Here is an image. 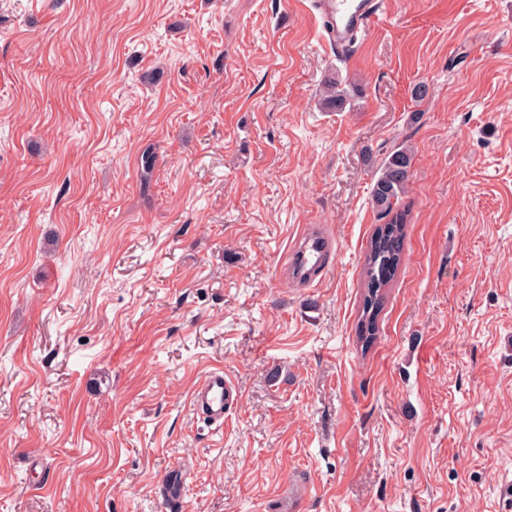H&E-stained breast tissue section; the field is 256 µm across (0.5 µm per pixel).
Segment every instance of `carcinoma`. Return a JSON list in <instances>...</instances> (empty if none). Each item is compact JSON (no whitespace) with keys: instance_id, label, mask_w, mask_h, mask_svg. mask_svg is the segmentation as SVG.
Segmentation results:
<instances>
[{"instance_id":"carcinoma-1","label":"carcinoma","mask_w":512,"mask_h":512,"mask_svg":"<svg viewBox=\"0 0 512 512\" xmlns=\"http://www.w3.org/2000/svg\"><path fill=\"white\" fill-rule=\"evenodd\" d=\"M323 104L340 111L348 101V91L334 77L324 82ZM412 158L408 150L396 149L381 162L371 192L373 206L386 222L377 226L370 242L362 271L364 295L358 318V335L371 340L376 335V319L382 305L389 274L395 272L402 260L408 210L400 207L410 178Z\"/></svg>"}]
</instances>
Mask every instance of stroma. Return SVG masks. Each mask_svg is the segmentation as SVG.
Listing matches in <instances>:
<instances>
[{
    "label": "stroma",
    "mask_w": 512,
    "mask_h": 512,
    "mask_svg": "<svg viewBox=\"0 0 512 512\" xmlns=\"http://www.w3.org/2000/svg\"><path fill=\"white\" fill-rule=\"evenodd\" d=\"M288 2L0 0V512H169L178 469L183 512H512V0H385L347 63ZM324 88L323 104L332 111H341L348 101V91L336 77L326 79ZM412 158L407 149L400 148L389 153L381 162L371 198L373 206L387 219L375 229L362 271L364 295L362 312L358 318V336L365 341L376 335V319L382 305L388 279L402 260L408 207L400 209V200L405 194L410 178ZM386 273H389L388 276ZM328 246L329 239L325 236L308 233L301 240L299 259L293 274L301 279L310 277L312 272L322 266ZM235 386L224 375L223 367L207 372L192 394V410L211 425L222 426L224 417L234 404Z\"/></svg>",
    "instance_id": "obj_1"
}]
</instances>
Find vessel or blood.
Instances as JSON below:
<instances>
[{
	"mask_svg": "<svg viewBox=\"0 0 512 512\" xmlns=\"http://www.w3.org/2000/svg\"><path fill=\"white\" fill-rule=\"evenodd\" d=\"M295 8L318 16L321 37L329 42L340 57L353 55L358 45L371 31L381 13L382 0H293ZM329 240L310 233L301 240L297 277L305 279L323 264ZM235 386L223 368L207 372L192 394V410L210 424L220 426L235 401Z\"/></svg>",
	"mask_w": 512,
	"mask_h": 512,
	"instance_id": "b4317fda",
	"label": "vessel or blood"
}]
</instances>
